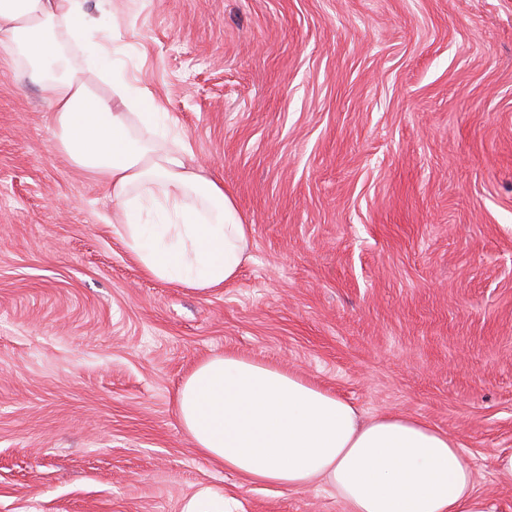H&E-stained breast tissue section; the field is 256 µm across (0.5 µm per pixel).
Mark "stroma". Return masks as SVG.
I'll use <instances>...</instances> for the list:
<instances>
[{"label":"stroma","mask_w":512,"mask_h":512,"mask_svg":"<svg viewBox=\"0 0 512 512\" xmlns=\"http://www.w3.org/2000/svg\"><path fill=\"white\" fill-rule=\"evenodd\" d=\"M252 226L224 289L146 277L0 46V512H344L247 483L176 413L202 361L448 432L512 512V0H83Z\"/></svg>","instance_id":"stroma-1"}]
</instances>
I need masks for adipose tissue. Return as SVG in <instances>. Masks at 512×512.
<instances>
[{"instance_id": "adipose-tissue-1", "label": "adipose tissue", "mask_w": 512, "mask_h": 512, "mask_svg": "<svg viewBox=\"0 0 512 512\" xmlns=\"http://www.w3.org/2000/svg\"><path fill=\"white\" fill-rule=\"evenodd\" d=\"M81 0H0V46L27 67L49 104L59 150L112 198L117 232L152 279L198 291L231 282L252 227L222 183L188 167L162 131L148 90L115 98L85 66L107 62ZM137 101L139 111H118ZM179 421L203 457L253 485L320 484L346 512H487L457 441L423 421L357 409L297 375L235 355L203 361L176 393Z\"/></svg>"}]
</instances>
